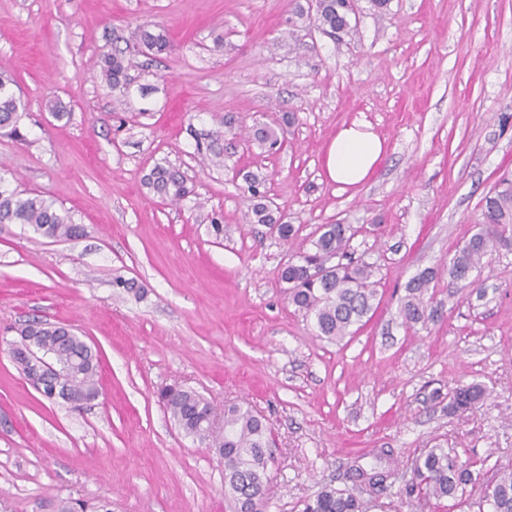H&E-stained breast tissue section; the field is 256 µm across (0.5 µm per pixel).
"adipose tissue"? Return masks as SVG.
I'll list each match as a JSON object with an SVG mask.
<instances>
[{"instance_id": "1", "label": "adipose tissue", "mask_w": 512, "mask_h": 512, "mask_svg": "<svg viewBox=\"0 0 512 512\" xmlns=\"http://www.w3.org/2000/svg\"><path fill=\"white\" fill-rule=\"evenodd\" d=\"M386 153V142L365 122L342 126L325 151V168L340 189L366 183Z\"/></svg>"}]
</instances>
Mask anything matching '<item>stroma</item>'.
I'll return each mask as SVG.
<instances>
[{"label":"stroma","mask_w":512,"mask_h":512,"mask_svg":"<svg viewBox=\"0 0 512 512\" xmlns=\"http://www.w3.org/2000/svg\"><path fill=\"white\" fill-rule=\"evenodd\" d=\"M309 5L0 0V72L26 104L25 141L0 134V177L85 230L57 241L0 224V512H51L62 498L112 512H234L223 460L158 400L173 384L216 413L244 403L265 419L269 512H302L326 485L351 488L349 467L376 466L378 448L393 461L368 512H478L485 482L512 471V250L483 259L482 297L458 293L445 269L482 223L485 196L512 181V0H389L380 12L358 0L339 42L315 29L291 36ZM154 24L169 52L137 47L139 27ZM115 49L131 64L124 93L100 77ZM354 121L387 152L343 192L324 154ZM265 126L278 152L255 139ZM218 128L224 158L202 161L193 134ZM158 164L185 175L179 204L150 187ZM251 172L266 175L292 239L247 223ZM336 223L353 227L354 257L380 266L376 312L339 342L318 336L278 278ZM428 270L442 316L405 326L400 299ZM35 318L98 349L96 401L48 402L17 369L8 344ZM471 383L485 400L448 413L449 394ZM437 445L480 480L424 508L405 488L413 459Z\"/></svg>","instance_id":"1"}]
</instances>
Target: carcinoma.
Listing matches in <instances>:
<instances>
[{
	"instance_id": "cac0c4a2",
	"label": "carcinoma",
	"mask_w": 512,
	"mask_h": 512,
	"mask_svg": "<svg viewBox=\"0 0 512 512\" xmlns=\"http://www.w3.org/2000/svg\"><path fill=\"white\" fill-rule=\"evenodd\" d=\"M354 12L353 0H315L312 26L340 41L351 30L349 14ZM141 44L149 51L163 53L170 47L166 31L147 26L138 30ZM129 63L120 50L104 59L102 81L112 89H126ZM14 80L0 74V130L22 141L19 127L25 104L12 89ZM152 186L163 198L178 203L188 196L186 180L176 170L157 166L153 169ZM256 224H267L278 237L288 240L295 235L294 226L274 216L268 204L259 202L252 207ZM0 224H28L33 231L56 240H72L83 235L84 228L71 217L58 211L54 203L39 196L6 188L0 179ZM464 244L455 249L448 262V275L456 287L465 291L472 287L474 271L482 259L497 247L512 246V187L485 197L483 223ZM354 232L348 224H324L311 247L283 263L280 281L288 285V301L314 320L319 335L341 341L355 333L354 327L375 311L378 281L376 265L355 261L349 253ZM432 273L424 272L412 279L401 300L400 314L407 325L435 320L439 305L428 294ZM11 344L10 358L23 375L30 379L41 369L39 360L28 351L33 346L40 356L53 365L42 396L51 399L57 391V402L91 403L101 394L99 356L81 337L68 334L60 326L41 320H28ZM485 389L472 383L454 390L448 410L464 412L482 401ZM159 400L183 432L211 442V447L224 458V485L228 487L236 512H267V464L270 457L272 431L253 412L239 404L224 409V426L214 430L203 421L210 404L201 395L180 386H169L159 393ZM413 478L407 492L418 489L438 502L456 499L466 486L480 480L461 465L448 449L436 446L422 452L413 462ZM489 510H482V506ZM479 512H512V473H502L486 485L479 502ZM54 512H108L104 506L92 507L85 502L58 500ZM302 512H367L366 503L352 489L325 487L314 499L304 504Z\"/></svg>"
}]
</instances>
